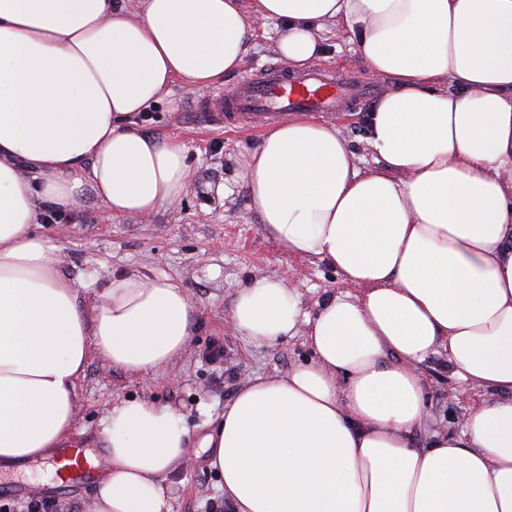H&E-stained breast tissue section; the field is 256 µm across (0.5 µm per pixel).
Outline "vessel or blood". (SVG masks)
<instances>
[{"mask_svg":"<svg viewBox=\"0 0 512 512\" xmlns=\"http://www.w3.org/2000/svg\"><path fill=\"white\" fill-rule=\"evenodd\" d=\"M368 83L342 68L293 71L272 64L247 76L235 89L211 101L225 124L239 129L270 125L288 113L333 112L351 100L370 94ZM64 479L81 484L93 480L97 468L81 447L60 449Z\"/></svg>","mask_w":512,"mask_h":512,"instance_id":"obj_1","label":"vessel or blood"}]
</instances>
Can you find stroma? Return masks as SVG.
<instances>
[{
    "label": "stroma",
    "instance_id": "stroma-1",
    "mask_svg": "<svg viewBox=\"0 0 512 512\" xmlns=\"http://www.w3.org/2000/svg\"><path fill=\"white\" fill-rule=\"evenodd\" d=\"M281 25L270 21L252 27L251 48L237 73L223 85L194 93L173 87L149 111L146 132L185 145L190 186L172 208L148 217H115L93 195L86 194L77 212L39 209L37 231L58 243L60 272L78 283V303L90 309L111 275L135 270L149 278L169 276L186 289L192 304L191 342L168 368L138 377L90 356L77 382L76 426L73 440L85 447L102 443V421L112 404L125 399L156 401L175 409L188 430V457L165 484L176 490L173 512H228L219 477L209 465L201 440L213 433L224 408L238 389L257 376H283L312 356L304 336L275 344H259L243 336L230 320L237 291L260 277H287L302 313L315 315L326 297L336 292L361 294V287L343 282L336 270L314 257L282 251L265 232L253 208L247 165L263 135L262 129L230 130L204 105L223 88L237 86L251 67L279 62L275 43ZM323 50L318 67L340 65L363 79L371 74L352 45L338 40L335 27L321 33ZM369 102L352 111L325 114L336 125L357 158L360 170L377 166L366 143L363 114ZM223 350L210 360L214 350ZM426 380L428 421L415 433L424 446L436 431H455L461 418L484 399L482 390L459 383L446 353L432 356L422 367ZM47 462L0 476V512H94V485H53Z\"/></svg>",
    "mask_w": 512,
    "mask_h": 512
}]
</instances>
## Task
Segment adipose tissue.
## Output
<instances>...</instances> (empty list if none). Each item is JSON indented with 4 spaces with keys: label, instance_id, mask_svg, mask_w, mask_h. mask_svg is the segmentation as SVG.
Listing matches in <instances>:
<instances>
[{
    "label": "adipose tissue",
    "instance_id": "obj_1",
    "mask_svg": "<svg viewBox=\"0 0 512 512\" xmlns=\"http://www.w3.org/2000/svg\"><path fill=\"white\" fill-rule=\"evenodd\" d=\"M0 0V470L55 455L76 422L90 353L125 372L167 368L192 307L167 276H110L91 313L36 234L38 208L149 217L190 185L186 149L140 130L173 85L223 83L251 28L306 67L335 25L386 83L367 118L380 167L358 170L336 125L298 116L253 153L249 193L291 255L336 268L355 296L304 319L287 278L238 291L230 318L273 344L305 329L312 359L247 381L202 445L232 512H512V0ZM446 351L491 399L461 429L426 417L423 363ZM95 512H172L161 477L188 430L133 399L103 420Z\"/></svg>",
    "mask_w": 512,
    "mask_h": 512
}]
</instances>
